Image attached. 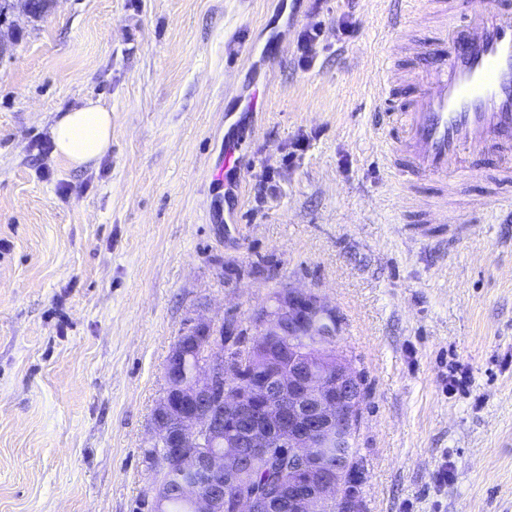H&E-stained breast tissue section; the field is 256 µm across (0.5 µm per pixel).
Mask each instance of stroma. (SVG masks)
Returning <instances> with one entry per match:
<instances>
[{"mask_svg": "<svg viewBox=\"0 0 512 512\" xmlns=\"http://www.w3.org/2000/svg\"><path fill=\"white\" fill-rule=\"evenodd\" d=\"M439 23L412 0H52L0 60V512H150L146 457L173 344L247 340L293 288L336 311L364 380V512H512V223L403 204L375 127L373 55ZM318 30L310 66L296 42ZM261 106H252L256 90ZM93 99L112 147L71 166L60 113ZM243 131L237 198L211 169ZM276 195L257 200L261 177ZM467 384L449 388L452 372ZM447 482H439L440 468Z\"/></svg>", "mask_w": 512, "mask_h": 512, "instance_id": "obj_1", "label": "stroma"}]
</instances>
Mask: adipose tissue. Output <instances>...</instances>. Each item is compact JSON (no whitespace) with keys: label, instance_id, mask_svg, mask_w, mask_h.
<instances>
[{"label":"adipose tissue","instance_id":"obj_1","mask_svg":"<svg viewBox=\"0 0 512 512\" xmlns=\"http://www.w3.org/2000/svg\"><path fill=\"white\" fill-rule=\"evenodd\" d=\"M51 137L56 153L73 166H82L103 157L112 146V114L95 101L56 118Z\"/></svg>","mask_w":512,"mask_h":512}]
</instances>
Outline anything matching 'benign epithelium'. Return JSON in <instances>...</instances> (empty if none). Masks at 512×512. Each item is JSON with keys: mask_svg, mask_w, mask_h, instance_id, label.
Listing matches in <instances>:
<instances>
[{"mask_svg": "<svg viewBox=\"0 0 512 512\" xmlns=\"http://www.w3.org/2000/svg\"><path fill=\"white\" fill-rule=\"evenodd\" d=\"M257 338L249 358L224 350L222 325L201 321L172 346L165 387L151 419L155 470L152 512H163L164 472L186 475L179 492L194 512H358L357 487L347 483L344 448L351 443L362 390L348 359L336 353L333 308L318 297L290 289ZM299 337L301 350L273 353ZM198 360L187 365L188 350ZM233 427L224 429L227 422ZM253 452L245 454L244 448ZM267 448H285L288 479L275 494L255 500L239 493V476Z\"/></svg>", "mask_w": 512, "mask_h": 512, "instance_id": "7a95c632", "label": "benign epithelium"}]
</instances>
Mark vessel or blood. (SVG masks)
<instances>
[{"label":"vessel or blood","instance_id":"1","mask_svg":"<svg viewBox=\"0 0 512 512\" xmlns=\"http://www.w3.org/2000/svg\"><path fill=\"white\" fill-rule=\"evenodd\" d=\"M443 15L439 37L418 43L419 65L376 62V126L387 159L406 190L426 180L470 178L471 156L495 149L501 183L512 184V0H427ZM241 140L229 138L211 189L235 179Z\"/></svg>","mask_w":512,"mask_h":512}]
</instances>
